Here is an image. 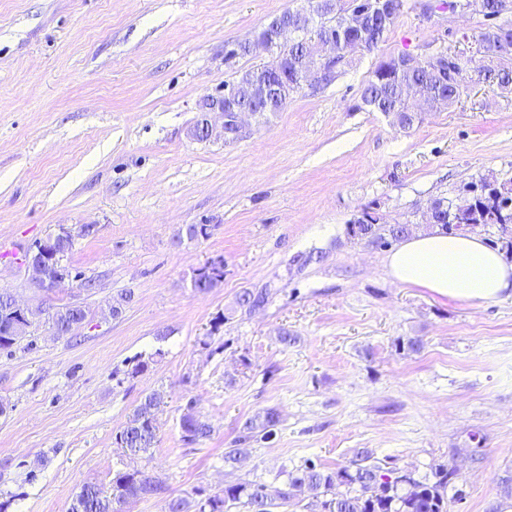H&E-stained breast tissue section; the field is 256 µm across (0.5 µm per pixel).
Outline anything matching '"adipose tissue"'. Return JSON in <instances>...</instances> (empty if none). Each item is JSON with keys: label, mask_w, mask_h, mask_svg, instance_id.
<instances>
[{"label": "adipose tissue", "mask_w": 512, "mask_h": 512, "mask_svg": "<svg viewBox=\"0 0 512 512\" xmlns=\"http://www.w3.org/2000/svg\"><path fill=\"white\" fill-rule=\"evenodd\" d=\"M385 264L395 281L449 300L493 302L512 292V263L471 234L412 236Z\"/></svg>", "instance_id": "obj_1"}]
</instances>
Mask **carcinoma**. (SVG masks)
Segmentation results:
<instances>
[{
  "label": "carcinoma",
  "mask_w": 512,
  "mask_h": 512,
  "mask_svg": "<svg viewBox=\"0 0 512 512\" xmlns=\"http://www.w3.org/2000/svg\"><path fill=\"white\" fill-rule=\"evenodd\" d=\"M367 0H313L307 12H284L274 17L261 31L265 35L283 19L300 31L299 41L288 44L281 51L278 73L260 67L245 72L241 83L254 82L263 87L269 97L278 96V87L288 80V88L300 87L299 69L305 58L314 52L318 39L331 31L345 42L357 37L354 22L366 8ZM462 6L481 13L489 19L499 13L501 0H455ZM405 0H392V8L385 16L365 27L363 41L368 48L377 46L389 31L395 19L404 11ZM475 42L485 49L486 56L479 59L485 81L502 89H512V21H494L474 35ZM464 68L448 57V81L428 67H414L406 55L390 57L379 63L361 92V105L370 112H381L401 123L411 112L409 101L418 99L430 112H440L454 104L453 88L461 84ZM440 210L439 231L452 235L458 231L457 217L448 198L431 200ZM503 221L501 204L488 196L473 203L464 223L481 224L485 227ZM362 241L369 245L387 247L406 235L404 224H383L381 217L364 228ZM266 301L263 292L242 291L236 304L251 310ZM87 317L83 308L65 305L48 316L58 335L69 333L70 325ZM28 321L19 318L11 310V293L0 291V350L8 349L20 341L27 329L15 327V323ZM163 402L162 394H146L126 422L116 442L128 455L137 457L153 447L156 438L155 410ZM279 422L278 413L268 409L246 422L244 435L239 443L256 437L268 439L274 434ZM184 438L193 442L209 437L211 426L192 413H186L180 423ZM449 464L438 463L430 467V473L417 477L405 468L397 466L390 458L379 459L367 450L358 452L348 464L335 469H324L314 462L288 473L284 487L270 489L265 484L231 483L224 486L220 495L199 500L195 505L182 497L168 502V512H231L245 507L248 512H278V509L297 504L306 498L319 502L320 512H448V499L462 498L455 486L457 477L448 470ZM162 489V482L148 472L130 468L118 471L112 477L110 493L96 485H85L73 499L68 512H122V505L129 499L152 496ZM453 495H448V490Z\"/></svg>",
  "instance_id": "obj_1"
}]
</instances>
